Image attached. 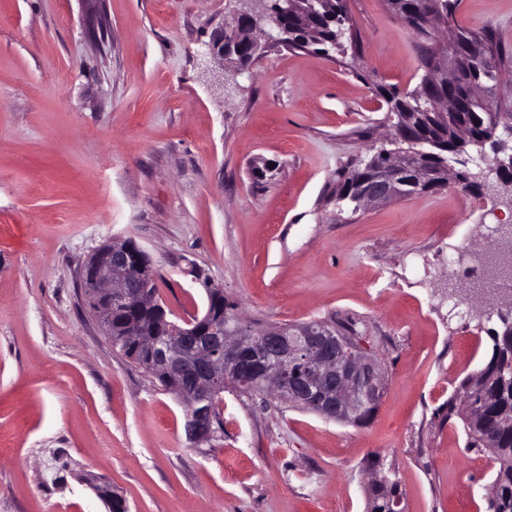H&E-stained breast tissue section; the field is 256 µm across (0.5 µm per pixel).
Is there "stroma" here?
Listing matches in <instances>:
<instances>
[{
    "label": "stroma",
    "instance_id": "obj_1",
    "mask_svg": "<svg viewBox=\"0 0 512 512\" xmlns=\"http://www.w3.org/2000/svg\"><path fill=\"white\" fill-rule=\"evenodd\" d=\"M234 9L0 0V512H107L100 485L129 512H366L377 456L405 512H488L498 464L442 411L500 322L444 287L481 277L473 254L512 220V192L338 210V173L387 144L376 86L423 75L413 35L384 0H348L358 52H269L225 96L197 59ZM455 22L512 52V0H460ZM511 154L501 128L455 166L491 179ZM127 238L171 320L202 314L210 287L252 326L352 320L384 371L374 419L228 389L215 437L191 442L183 403L85 303L84 264Z\"/></svg>",
    "mask_w": 512,
    "mask_h": 512
}]
</instances>
